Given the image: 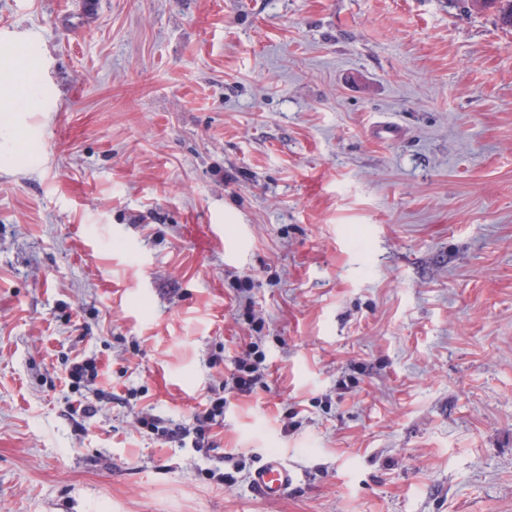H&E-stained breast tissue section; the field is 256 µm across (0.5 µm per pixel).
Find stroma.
<instances>
[{
  "label": "stroma",
  "instance_id": "stroma-1",
  "mask_svg": "<svg viewBox=\"0 0 512 512\" xmlns=\"http://www.w3.org/2000/svg\"><path fill=\"white\" fill-rule=\"evenodd\" d=\"M9 51L41 109L0 164V512H512L495 9L0 0ZM250 348L268 373L226 393L213 450L141 429L189 420ZM272 449L298 480L267 500ZM98 376L97 365L94 359L88 358L81 362L73 363L68 370V378L70 385L74 387H88L92 385L95 378Z\"/></svg>",
  "mask_w": 512,
  "mask_h": 512
}]
</instances>
